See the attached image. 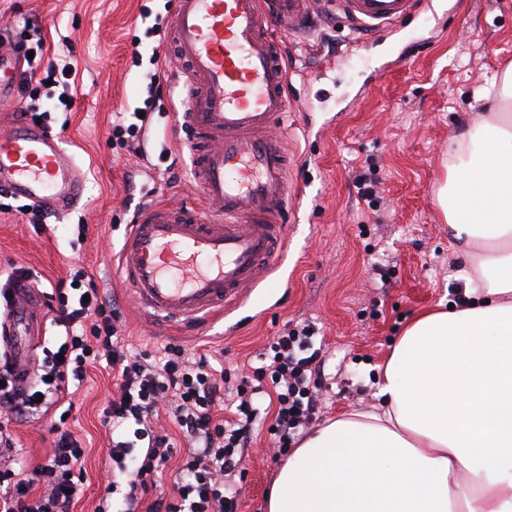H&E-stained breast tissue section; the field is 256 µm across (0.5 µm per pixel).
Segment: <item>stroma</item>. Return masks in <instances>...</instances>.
Returning <instances> with one entry per match:
<instances>
[{
	"label": "stroma",
	"mask_w": 512,
	"mask_h": 512,
	"mask_svg": "<svg viewBox=\"0 0 512 512\" xmlns=\"http://www.w3.org/2000/svg\"><path fill=\"white\" fill-rule=\"evenodd\" d=\"M175 0H0V27L17 53L38 29L47 57L70 51L69 105L39 83L15 91L13 111L36 107L86 175L73 210L29 223L17 199L0 195V274L21 266L50 297L57 283L86 271L116 311L133 351L183 346L222 357L232 374L251 375L273 336L314 323L327 356L320 422L368 412L380 367L406 321L419 311L461 303L473 270L451 242L436 193L453 140L483 123L496 104L479 99L512 65V0H430L414 16L368 34L334 0H318L303 32H273L288 68L290 110L278 131L288 148V228L275 265L244 301L207 325H157L135 305L118 271L128 224L157 201L201 207L188 155L175 132L181 71L166 25ZM148 114L129 143L112 135L121 113ZM376 181L366 205L358 178ZM383 264L387 277L374 266ZM112 371L70 381L68 426L86 448L83 492L74 512H96L112 464L100 424ZM272 419L259 415L254 441L235 477L243 512H263L280 461ZM49 418L9 424L20 451L15 468L43 463Z\"/></svg>",
	"instance_id": "stroma-1"
}]
</instances>
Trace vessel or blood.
<instances>
[{
    "mask_svg": "<svg viewBox=\"0 0 512 512\" xmlns=\"http://www.w3.org/2000/svg\"><path fill=\"white\" fill-rule=\"evenodd\" d=\"M346 18L378 31L412 15L418 0H339ZM313 0H175L170 30L186 95L176 132L189 152L204 212L157 204L130 225L120 255L126 288L152 318L195 323L230 306L274 264L288 214V151L271 125L288 110V73L268 32L300 31ZM20 63L0 47V103ZM82 168L46 126L14 118L0 131V189L63 213L79 201ZM30 283L0 320V346L39 333Z\"/></svg>",
    "mask_w": 512,
    "mask_h": 512,
    "instance_id": "obj_1",
    "label": "vessel or blood"
}]
</instances>
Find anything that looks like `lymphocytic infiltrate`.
<instances>
[{
	"label": "lymphocytic infiltrate",
	"mask_w": 512,
	"mask_h": 512,
	"mask_svg": "<svg viewBox=\"0 0 512 512\" xmlns=\"http://www.w3.org/2000/svg\"><path fill=\"white\" fill-rule=\"evenodd\" d=\"M55 291L54 321L66 338L57 350L46 351L22 385L11 357L0 350V420L21 422L48 413L68 380L81 379L89 365L106 362L114 389L102 424L112 430L125 426L132 433L129 439L114 440L108 450L113 468L126 477L122 512H140L143 496L152 491L157 497L147 512H241L240 494L226 488L224 478L242 465L250 446L255 397L274 395L270 432L282 455L316 416L310 385L320 373L321 354L312 348L313 325L274 337L253 380L234 386L224 370L190 358L182 346L168 344L153 353L128 350L119 317L80 276L59 281ZM163 412L185 439V455H178L171 433L159 425ZM51 432L53 448L46 463L20 473L0 463V512H73L82 492L85 450L63 422L53 423ZM137 449L142 458L128 469L126 460ZM177 455L188 477L169 496L158 492L157 476Z\"/></svg>",
	"instance_id": "f902f5d3"
}]
</instances>
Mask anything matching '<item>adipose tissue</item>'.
I'll use <instances>...</instances> for the list:
<instances>
[{"label":"adipose tissue","mask_w":512,"mask_h":512,"mask_svg":"<svg viewBox=\"0 0 512 512\" xmlns=\"http://www.w3.org/2000/svg\"><path fill=\"white\" fill-rule=\"evenodd\" d=\"M454 153L437 203L453 244H481L470 301L404 327L375 411L294 448L266 512H512V114Z\"/></svg>","instance_id":"1"}]
</instances>
